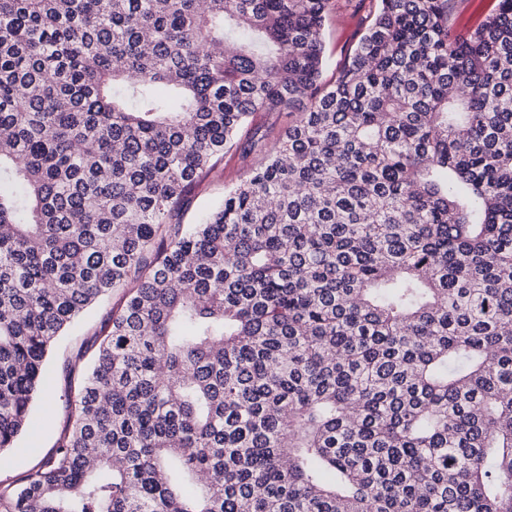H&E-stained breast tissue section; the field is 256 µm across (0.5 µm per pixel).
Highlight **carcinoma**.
I'll use <instances>...</instances> for the list:
<instances>
[{
  "label": "carcinoma",
  "mask_w": 512,
  "mask_h": 512,
  "mask_svg": "<svg viewBox=\"0 0 512 512\" xmlns=\"http://www.w3.org/2000/svg\"><path fill=\"white\" fill-rule=\"evenodd\" d=\"M367 1L0 0V512H512V0ZM494 4V0H464L458 3V8L452 19L453 32L458 37H464L483 19ZM343 4L344 2H340L341 11L336 16L332 14L325 23L323 80L331 79L336 65L343 61L345 54L353 47L356 38L354 35L363 25L365 14L354 12ZM250 170V161H243L238 154L229 152L224 161L195 187L189 196L183 222L192 224L196 217L224 198L228 186L245 179ZM123 292L118 290L87 311L78 324L63 336L54 347L49 360L48 374L44 381L43 393L33 413L35 425L18 441L15 448L0 454V486L14 484L27 471L46 459L65 426L74 400L66 379L65 367L71 351L82 340L99 333L106 325L112 309L122 300ZM46 414L48 422L39 423Z\"/></svg>",
  "instance_id": "cac0c4a2"
}]
</instances>
